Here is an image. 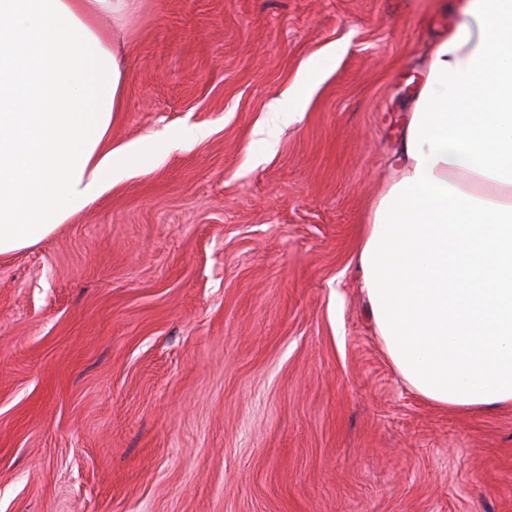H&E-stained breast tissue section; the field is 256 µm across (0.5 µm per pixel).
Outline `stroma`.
<instances>
[{
  "instance_id": "obj_1",
  "label": "stroma",
  "mask_w": 512,
  "mask_h": 512,
  "mask_svg": "<svg viewBox=\"0 0 512 512\" xmlns=\"http://www.w3.org/2000/svg\"><path fill=\"white\" fill-rule=\"evenodd\" d=\"M458 8L134 0L110 139L148 152L0 256V512H512V408L413 392L357 268ZM315 82V78L312 75H309L304 80L302 89L295 95L289 96L287 100L283 101L276 108V111L279 112L284 119H288V122L294 120L295 116L301 112L302 104L305 98L308 95V92L312 88Z\"/></svg>"
}]
</instances>
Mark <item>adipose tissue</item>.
Instances as JSON below:
<instances>
[{
    "instance_id": "adipose-tissue-1",
    "label": "adipose tissue",
    "mask_w": 512,
    "mask_h": 512,
    "mask_svg": "<svg viewBox=\"0 0 512 512\" xmlns=\"http://www.w3.org/2000/svg\"><path fill=\"white\" fill-rule=\"evenodd\" d=\"M131 0H0V255L126 178L125 73L98 17ZM398 175L359 244L375 332L410 388L467 412L512 406V0H465L433 48Z\"/></svg>"
}]
</instances>
